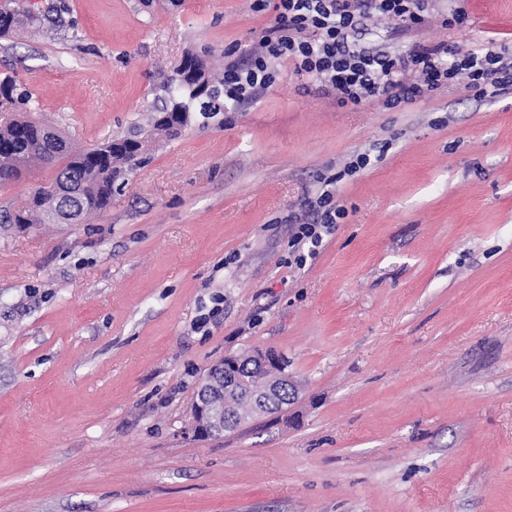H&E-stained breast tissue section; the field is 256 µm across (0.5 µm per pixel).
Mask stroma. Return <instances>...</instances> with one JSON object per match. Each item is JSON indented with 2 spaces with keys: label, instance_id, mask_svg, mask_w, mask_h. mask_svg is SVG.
Masks as SVG:
<instances>
[{
  "label": "stroma",
  "instance_id": "stroma-1",
  "mask_svg": "<svg viewBox=\"0 0 512 512\" xmlns=\"http://www.w3.org/2000/svg\"><path fill=\"white\" fill-rule=\"evenodd\" d=\"M252 3L16 0L62 12L0 38V79L91 148L148 125L186 53L245 64L274 15ZM358 39L512 49V0ZM275 68L87 223L0 229V512H512V89L342 106ZM328 184L343 215L288 267ZM251 348L287 358L294 403L184 435L207 369Z\"/></svg>",
  "mask_w": 512,
  "mask_h": 512
}]
</instances>
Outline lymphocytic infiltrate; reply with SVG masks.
<instances>
[{
  "mask_svg": "<svg viewBox=\"0 0 512 512\" xmlns=\"http://www.w3.org/2000/svg\"><path fill=\"white\" fill-rule=\"evenodd\" d=\"M273 7L274 17L264 30L260 52L246 66H226L224 97L235 103L250 101L270 87L274 64L292 60L298 71L316 78L331 90L339 104L358 105L378 99L389 108L426 93L464 83L480 97L512 88V55L493 50H460L439 44L419 48L409 56L372 51L358 44L364 18L378 13L400 27L426 21L429 0H254L261 12ZM342 209L332 191L309 203L303 218L289 216L294 226L289 265L301 268L314 255L323 237L334 229Z\"/></svg>",
  "mask_w": 512,
  "mask_h": 512,
  "instance_id": "1",
  "label": "lymphocytic infiltrate"
}]
</instances>
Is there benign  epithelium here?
Wrapping results in <instances>:
<instances>
[{
    "label": "benign epithelium",
    "instance_id": "obj_1",
    "mask_svg": "<svg viewBox=\"0 0 512 512\" xmlns=\"http://www.w3.org/2000/svg\"><path fill=\"white\" fill-rule=\"evenodd\" d=\"M54 204L79 197L71 182L49 193ZM249 362L264 374L260 387L249 386L240 373ZM296 388L283 359L269 351L251 350L226 356L202 377L184 433L195 438L222 437L227 426H241L257 414H266L280 405L283 393Z\"/></svg>",
    "mask_w": 512,
    "mask_h": 512
}]
</instances>
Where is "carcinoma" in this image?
<instances>
[{
  "label": "carcinoma",
  "mask_w": 512,
  "mask_h": 512,
  "mask_svg": "<svg viewBox=\"0 0 512 512\" xmlns=\"http://www.w3.org/2000/svg\"><path fill=\"white\" fill-rule=\"evenodd\" d=\"M50 15L19 11L10 5L0 6V37L10 35L20 26H39ZM167 100L161 112L180 114L179 123L187 125L190 113L201 112L209 118L224 111V79L214 78L207 63L198 55L186 56L170 78ZM0 97L13 104L23 116L0 126V181L19 180L35 167L55 169L52 180L35 187L17 206L3 215L6 224H61L62 217L51 216L46 187L70 178L80 187L79 223L105 210L112 201L116 183L127 172L143 162L146 152L141 133L130 131L122 138L111 140L92 149L75 147L63 134L47 133L48 125L33 119L28 112L34 109L32 94L17 91L13 79L0 81Z\"/></svg>",
  "instance_id": "1"
}]
</instances>
